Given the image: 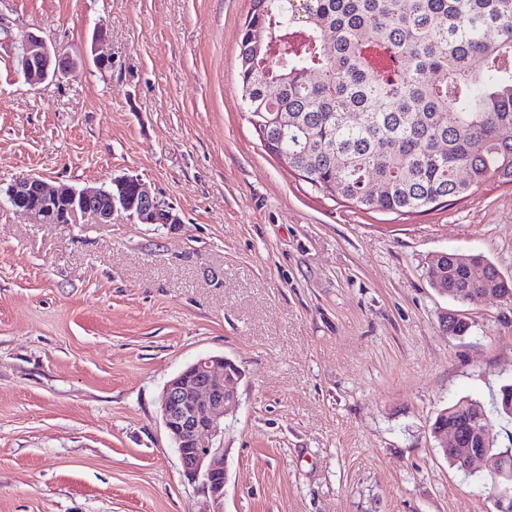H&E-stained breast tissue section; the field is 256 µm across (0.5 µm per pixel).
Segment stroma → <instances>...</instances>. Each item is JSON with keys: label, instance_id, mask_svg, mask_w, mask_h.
I'll return each mask as SVG.
<instances>
[{"label": "stroma", "instance_id": "obj_1", "mask_svg": "<svg viewBox=\"0 0 512 512\" xmlns=\"http://www.w3.org/2000/svg\"><path fill=\"white\" fill-rule=\"evenodd\" d=\"M250 0H0L73 57L29 84L0 49V512H202L159 416L197 358L243 372L224 418V512H496L431 429L463 397L495 416L512 302L439 294L431 258L479 253L512 280V185L423 213L363 210L268 155L237 92ZM24 174L134 176L176 224H38ZM470 325L443 331L444 314Z\"/></svg>", "mask_w": 512, "mask_h": 512}]
</instances>
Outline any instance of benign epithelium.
I'll list each match as a JSON object with an SVG mask.
<instances>
[{
	"label": "benign epithelium",
	"mask_w": 512,
	"mask_h": 512,
	"mask_svg": "<svg viewBox=\"0 0 512 512\" xmlns=\"http://www.w3.org/2000/svg\"><path fill=\"white\" fill-rule=\"evenodd\" d=\"M0 47H7L20 58L24 76L42 83L69 73L76 67L73 58L58 52L46 38L26 31L16 36L0 15ZM117 185L131 184L135 196H118L104 186L77 190L69 185L48 186L33 174L17 177L7 189L9 204L34 217L40 224H71L77 217L91 224H110L116 215H125L142 224H178L174 208L155 196L137 177L124 176ZM242 370L222 356H204L170 379L160 399V416L174 443L185 476L200 483L209 499L206 512H223L226 469L224 416L237 399ZM439 447L453 453L464 470L474 469L485 458L494 461L492 475L502 480L492 493L498 512H512V448L491 450L492 432L482 435L474 448L458 447L451 428L435 432Z\"/></svg>",
	"instance_id": "7a95c632"
}]
</instances>
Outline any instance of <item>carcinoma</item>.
Masks as SVG:
<instances>
[{
    "label": "carcinoma",
    "mask_w": 512,
    "mask_h": 512,
    "mask_svg": "<svg viewBox=\"0 0 512 512\" xmlns=\"http://www.w3.org/2000/svg\"><path fill=\"white\" fill-rule=\"evenodd\" d=\"M237 65L261 145L325 196L420 213L512 184V0H250ZM430 283L512 292L480 254ZM446 410L463 446L493 429L477 400Z\"/></svg>",
    "instance_id": "carcinoma-1"
}]
</instances>
